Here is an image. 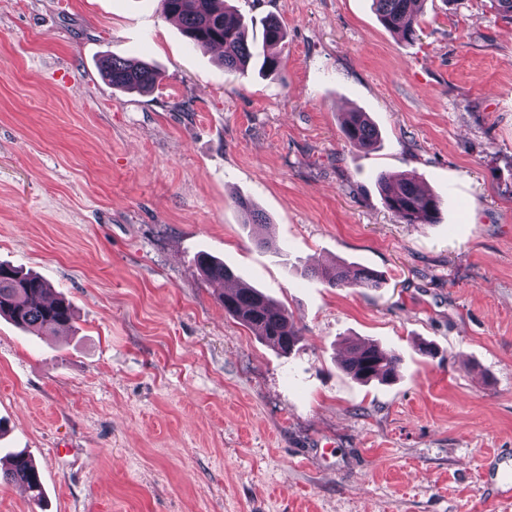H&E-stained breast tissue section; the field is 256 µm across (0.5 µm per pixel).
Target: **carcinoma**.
I'll list each match as a JSON object with an SVG mask.
<instances>
[{
    "instance_id": "cac0c4a2",
    "label": "carcinoma",
    "mask_w": 512,
    "mask_h": 512,
    "mask_svg": "<svg viewBox=\"0 0 512 512\" xmlns=\"http://www.w3.org/2000/svg\"><path fill=\"white\" fill-rule=\"evenodd\" d=\"M161 12L179 21L183 36L197 49L223 47L224 69L245 72L259 67L263 72L276 70L281 58L268 53L286 39V32L274 18L263 23L262 49L248 38L246 23L226 0H159ZM418 0H373L381 23L404 40L416 35ZM104 75L115 88L147 93L157 80V73L148 63L135 58H112L103 64ZM342 134L352 145L371 149L377 142L378 130L364 112H350L342 124ZM382 200L389 210L407 224H433L440 211V199L423 191L412 175L401 179L381 173L376 178ZM245 224H262L265 217L246 198L236 200ZM196 263L204 276L213 282L234 279L233 271L224 262L202 253ZM333 287L376 288L375 276L360 268L340 263L323 273ZM224 312L251 329L270 346L284 353L297 342L294 319L258 289L240 285L221 295ZM6 317L22 329L40 334L70 326L74 313L71 304L62 297L51 296V287L42 279L21 269L0 263V317ZM400 360L375 344L360 343L352 348L345 368L354 378L368 382H387L398 371ZM21 484L37 504L44 497V488L32 460L17 454L9 466L0 472V484Z\"/></svg>"
}]
</instances>
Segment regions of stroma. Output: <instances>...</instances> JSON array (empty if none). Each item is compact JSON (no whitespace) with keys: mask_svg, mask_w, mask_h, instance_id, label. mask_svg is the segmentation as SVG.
I'll list each match as a JSON object with an SVG mask.
<instances>
[{"mask_svg":"<svg viewBox=\"0 0 512 512\" xmlns=\"http://www.w3.org/2000/svg\"><path fill=\"white\" fill-rule=\"evenodd\" d=\"M235 5L285 27L275 72L224 70L158 0H0V263L76 313L0 318V464L26 452L45 486L0 484V512H503L480 463L512 448V21L423 0L407 41L372 0ZM112 56L154 91L112 88ZM381 172L436 223L389 210ZM203 252L293 313L291 353L225 314ZM343 261L382 284L329 286ZM363 342L391 382L344 370ZM104 75L112 87L142 93L150 92L157 73L148 63L135 58H114L103 64ZM341 128L344 138L356 147L369 150L377 142V127L365 112H349ZM382 200L389 210L407 224H433L440 211V199L423 191L412 175L401 179L380 173L376 178Z\"/></svg>","mask_w":512,"mask_h":512,"instance_id":"stroma-1","label":"stroma"}]
</instances>
